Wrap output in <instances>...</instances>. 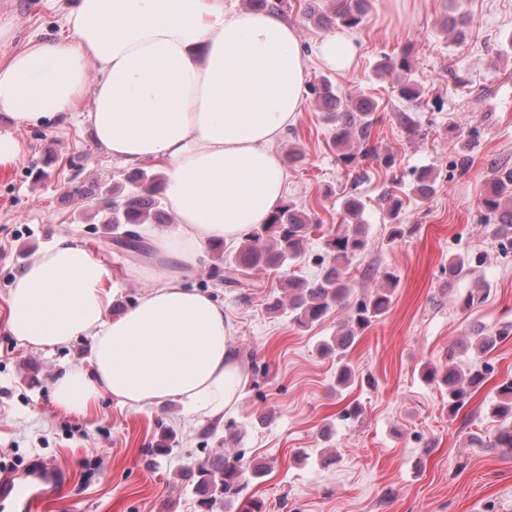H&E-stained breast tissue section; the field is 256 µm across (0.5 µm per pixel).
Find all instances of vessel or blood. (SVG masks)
Masks as SVG:
<instances>
[{
    "label": "vessel or blood",
    "instance_id": "1",
    "mask_svg": "<svg viewBox=\"0 0 512 512\" xmlns=\"http://www.w3.org/2000/svg\"><path fill=\"white\" fill-rule=\"evenodd\" d=\"M63 489L60 474L37 461L28 463L20 473H0V501L11 502L16 512H43Z\"/></svg>",
    "mask_w": 512,
    "mask_h": 512
}]
</instances>
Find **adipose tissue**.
Returning a JSON list of instances; mask_svg holds the SVG:
<instances>
[{"mask_svg": "<svg viewBox=\"0 0 512 512\" xmlns=\"http://www.w3.org/2000/svg\"><path fill=\"white\" fill-rule=\"evenodd\" d=\"M64 20L68 40L29 41L0 63V112L14 123L0 131V166L25 151L17 129L75 113L113 160L163 168L173 222L138 232L170 264L200 268L211 243L238 241L266 223L288 179L274 145L302 112L296 28L279 13L226 0H77ZM316 56L345 72L357 45L330 34ZM134 274L150 287L113 311L119 284L110 267L79 242L58 239L17 274L7 328L38 350L89 339V366L54 381L64 409L88 410L107 394L132 409L174 401L188 417L223 420L247 382L223 306L180 276Z\"/></svg>", "mask_w": 512, "mask_h": 512, "instance_id": "obj_1", "label": "adipose tissue"}]
</instances>
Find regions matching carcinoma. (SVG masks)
<instances>
[{
	"label": "carcinoma",
	"mask_w": 512,
	"mask_h": 512,
	"mask_svg": "<svg viewBox=\"0 0 512 512\" xmlns=\"http://www.w3.org/2000/svg\"><path fill=\"white\" fill-rule=\"evenodd\" d=\"M252 10H268L283 14L290 7L289 0H247ZM364 0H307L305 18L325 29L333 27L355 28L363 20ZM410 70L409 54L405 51L394 57H385L378 64L380 73L405 74ZM317 102L327 119L336 127L333 143L336 163L353 173L361 161L377 153L371 138L372 128L378 120V104L370 97L359 94L344 97L336 94L331 81L320 79L311 86ZM161 173L139 168L124 176L123 185L112 186V201L106 204L102 223L112 225V241L124 235H136L135 227L141 224H163L172 221L165 210ZM414 190L422 198L435 191V180L428 170L415 173ZM485 218L493 222L499 242L512 247V166L494 167V178L481 199ZM363 205L350 196L343 203V218L336 232L326 239L330 260L322 273L308 281L300 275L284 274L280 288L288 293V309L301 327L321 320L332 306L344 305L350 288L345 278L346 264L367 246L361 220ZM313 228L312 218L292 201L284 202L271 215L268 223L253 229L241 247L231 257L224 259L226 280L248 292L254 287L253 272L258 268L281 269L301 252L308 233ZM391 305V292L381 288L360 300L351 308L348 321L340 336L323 345L327 354L343 359L359 333L382 318ZM512 334V323L489 330L481 325L471 329L470 336L457 347L448 350V368L443 371L431 367L423 372L427 381L438 380L448 388V412L458 413L471 394L488 381V364L481 366L456 362L457 356L474 349L488 354L498 342ZM498 401L494 416L506 421L491 439H476L484 448H498L512 454V380L497 387ZM267 472L264 465L246 471L239 460L227 455L216 456L199 464L193 475L194 493L202 512H266V503L247 494L252 480Z\"/></svg>",
	"instance_id": "obj_1"
}]
</instances>
